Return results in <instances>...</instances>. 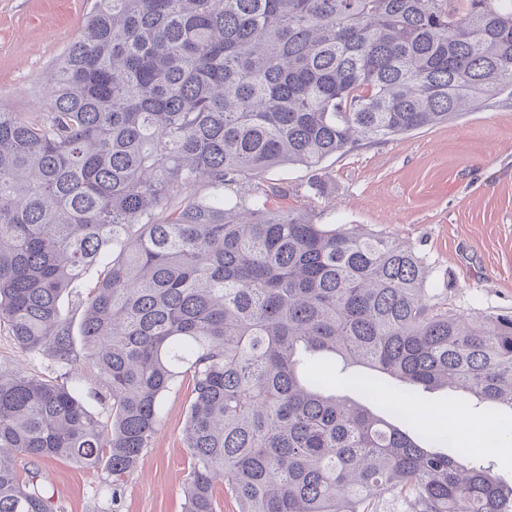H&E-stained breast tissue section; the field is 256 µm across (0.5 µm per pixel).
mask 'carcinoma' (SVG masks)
<instances>
[{
    "mask_svg": "<svg viewBox=\"0 0 512 512\" xmlns=\"http://www.w3.org/2000/svg\"><path fill=\"white\" fill-rule=\"evenodd\" d=\"M505 92L512 0H96L40 110H0V330L72 364L61 300L95 272L83 362L109 418L77 383L0 373V512H53L19 458L122 481L183 382L185 512H218V480L240 512H512L480 449L437 451L452 436L313 372L332 354L408 400L448 386L512 411V314L432 303L411 245L272 208L259 183Z\"/></svg>",
    "mask_w": 512,
    "mask_h": 512,
    "instance_id": "1",
    "label": "carcinoma"
}]
</instances>
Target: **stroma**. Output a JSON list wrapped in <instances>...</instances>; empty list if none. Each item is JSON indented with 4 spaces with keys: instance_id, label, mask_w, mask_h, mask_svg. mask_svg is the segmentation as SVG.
Returning a JSON list of instances; mask_svg holds the SVG:
<instances>
[{
    "instance_id": "1",
    "label": "stroma",
    "mask_w": 512,
    "mask_h": 512,
    "mask_svg": "<svg viewBox=\"0 0 512 512\" xmlns=\"http://www.w3.org/2000/svg\"><path fill=\"white\" fill-rule=\"evenodd\" d=\"M94 0H0V108L34 111L45 77L78 37ZM273 202L304 211L320 224H356L411 244L429 264L427 286L436 303L459 312L512 313V97L488 99L454 121L366 144L328 157L319 170L282 165L264 176ZM56 377L45 354L22 352L0 332V371ZM188 385L162 400L160 430L137 469L120 487L100 469L66 460L33 466L54 512H184L190 464L182 428ZM375 412L409 433L452 432L447 447L485 445L483 426L496 423L499 446L486 461L512 485V415L460 391L440 387L408 403L392 393Z\"/></svg>"
}]
</instances>
